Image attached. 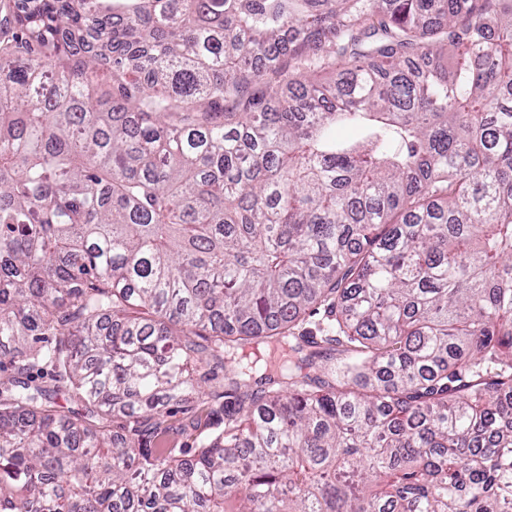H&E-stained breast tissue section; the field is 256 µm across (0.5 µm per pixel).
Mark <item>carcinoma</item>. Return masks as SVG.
<instances>
[{
    "label": "carcinoma",
    "mask_w": 512,
    "mask_h": 512,
    "mask_svg": "<svg viewBox=\"0 0 512 512\" xmlns=\"http://www.w3.org/2000/svg\"><path fill=\"white\" fill-rule=\"evenodd\" d=\"M0 512H512V0H0Z\"/></svg>",
    "instance_id": "carcinoma-1"
}]
</instances>
